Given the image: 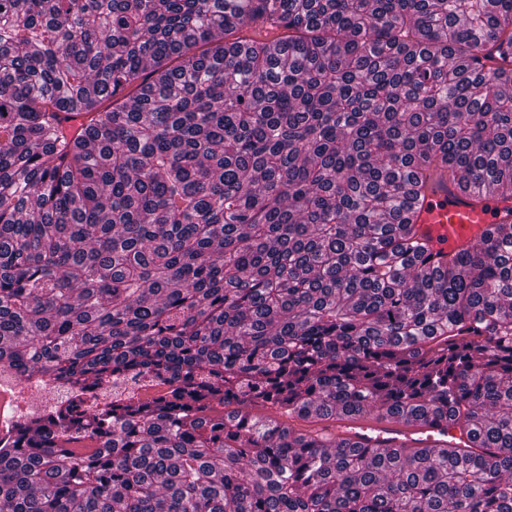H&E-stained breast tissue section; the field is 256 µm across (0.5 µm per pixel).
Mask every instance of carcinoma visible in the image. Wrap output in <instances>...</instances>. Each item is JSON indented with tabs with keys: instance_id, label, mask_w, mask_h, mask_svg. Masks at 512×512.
I'll list each match as a JSON object with an SVG mask.
<instances>
[{
	"instance_id": "obj_1",
	"label": "carcinoma",
	"mask_w": 512,
	"mask_h": 512,
	"mask_svg": "<svg viewBox=\"0 0 512 512\" xmlns=\"http://www.w3.org/2000/svg\"><path fill=\"white\" fill-rule=\"evenodd\" d=\"M511 88L512 0H0V365L66 390L0 512H512V222L406 216L512 197ZM369 412L473 447L309 426ZM512 221V199L495 190L476 199L461 192L450 174L436 177L412 217L416 236L426 244L432 266L472 249L495 227ZM345 428H347L345 430ZM336 440L376 448H470L471 440L451 420L441 425L404 424L394 420L358 419L336 422Z\"/></svg>"
}]
</instances>
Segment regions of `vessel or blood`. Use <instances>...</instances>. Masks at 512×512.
I'll list each match as a JSON object with an SVG mask.
<instances>
[{
  "instance_id": "vessel-or-blood-1",
  "label": "vessel or blood",
  "mask_w": 512,
  "mask_h": 512,
  "mask_svg": "<svg viewBox=\"0 0 512 512\" xmlns=\"http://www.w3.org/2000/svg\"><path fill=\"white\" fill-rule=\"evenodd\" d=\"M512 221V199L490 190L482 198L461 192L451 176L435 178L419 202L412 227L433 265L472 249L495 225ZM337 439L378 448H467L471 440L456 424H404L358 419L337 423Z\"/></svg>"
}]
</instances>
